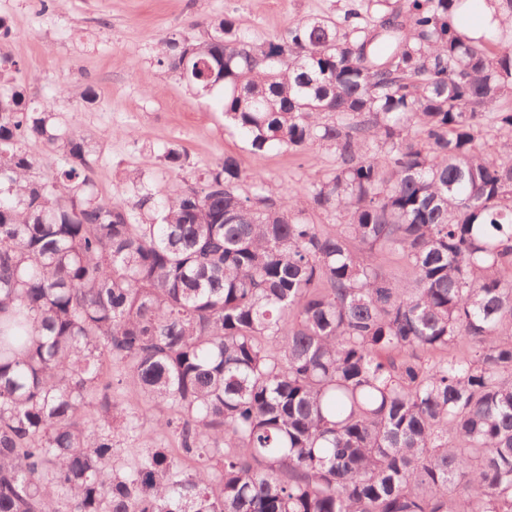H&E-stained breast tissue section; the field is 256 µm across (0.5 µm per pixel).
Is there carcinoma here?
<instances>
[{
	"mask_svg": "<svg viewBox=\"0 0 512 512\" xmlns=\"http://www.w3.org/2000/svg\"><path fill=\"white\" fill-rule=\"evenodd\" d=\"M373 2L160 42L251 151L334 153L288 197L226 155L139 222L0 84V512H512V30ZM141 411L176 447L122 455ZM28 147L30 152L38 160V168L35 171L37 176L47 178L55 173L59 165L58 154L48 150L44 145L38 142H31Z\"/></svg>",
	"mask_w": 512,
	"mask_h": 512,
	"instance_id": "obj_1",
	"label": "carcinoma"
}]
</instances>
